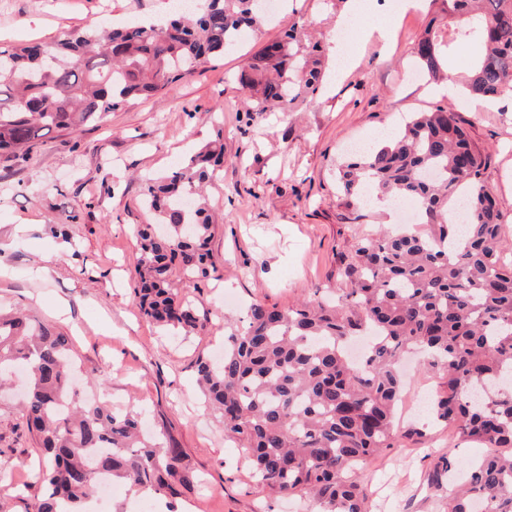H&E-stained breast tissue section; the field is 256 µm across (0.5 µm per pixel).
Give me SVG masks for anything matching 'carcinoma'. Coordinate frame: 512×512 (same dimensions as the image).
I'll use <instances>...</instances> for the list:
<instances>
[{
  "label": "carcinoma",
  "instance_id": "obj_1",
  "mask_svg": "<svg viewBox=\"0 0 512 512\" xmlns=\"http://www.w3.org/2000/svg\"><path fill=\"white\" fill-rule=\"evenodd\" d=\"M448 36L413 48L433 81L452 78L455 56L469 43L464 94H512V0H444ZM261 0H204L163 24L109 32L74 30L48 49L0 50V151L28 154L52 130L79 133L133 97L155 95L218 57L258 28ZM325 67L307 25L259 51L241 73L246 119L290 109L319 91ZM223 136L176 170L147 182L142 203L157 224H138L136 294L157 325L191 333L192 307L172 277L197 285L214 276L213 226L187 197L220 177ZM485 158L458 115L439 107L416 113L384 146L352 154L337 187L358 204L364 187L417 205L425 232L379 229L360 240L343 275L350 284L332 305L317 298L287 308L250 305L242 327L224 338L219 362L202 361L198 382L260 483L278 495L307 493L322 512H363L367 489L359 466L395 448L393 414L407 351L425 354L441 375L430 415L461 440L487 449L471 466L469 487L448 494V512H512V241L498 201L482 181ZM373 328L377 342L363 364L347 340ZM29 372L23 417L50 461L32 512H88L106 475L141 496H174L194 482L164 434H142L138 415L81 401L73 390L75 354L54 326L23 312H0V386L16 368Z\"/></svg>",
  "mask_w": 512,
  "mask_h": 512
}]
</instances>
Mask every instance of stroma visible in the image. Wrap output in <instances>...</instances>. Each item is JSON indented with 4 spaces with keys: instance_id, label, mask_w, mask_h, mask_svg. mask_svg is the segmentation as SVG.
<instances>
[{
    "instance_id": "stroma-1",
    "label": "stroma",
    "mask_w": 512,
    "mask_h": 512,
    "mask_svg": "<svg viewBox=\"0 0 512 512\" xmlns=\"http://www.w3.org/2000/svg\"><path fill=\"white\" fill-rule=\"evenodd\" d=\"M345 4L270 0L259 30L201 64L160 94L127 103L78 134L53 131L29 156H0V308L21 310L70 336L87 381L106 374L112 408L139 414L146 432L165 431L194 474L178 498L156 496V512H316L252 478L238 449L209 411L197 365L224 347V296L285 308L315 294L344 295L341 269L357 241L385 226L373 207L347 205L336 167L354 142L398 131L406 117L453 106L485 156V184L497 197L512 237V101L486 104L438 93L415 78L411 50L428 27L448 22L441 0L397 5L391 22L373 5L348 26L352 64L331 43ZM169 0H0V45L51 44L75 29H106L169 18ZM312 24L328 79L293 112H266L245 123L235 76L264 43L290 26ZM224 137V173L207 191L215 216L211 242L218 279L180 286L199 327L185 336L157 327L134 295V227L151 216L140 200L146 179L171 171ZM56 262L49 274L46 255ZM402 440L360 470L370 491L366 512H448L447 478H435L447 454L448 429L427 413L405 418ZM46 460L28 433L18 392L0 394V512H30L44 490ZM439 488H431V481Z\"/></svg>"
}]
</instances>
